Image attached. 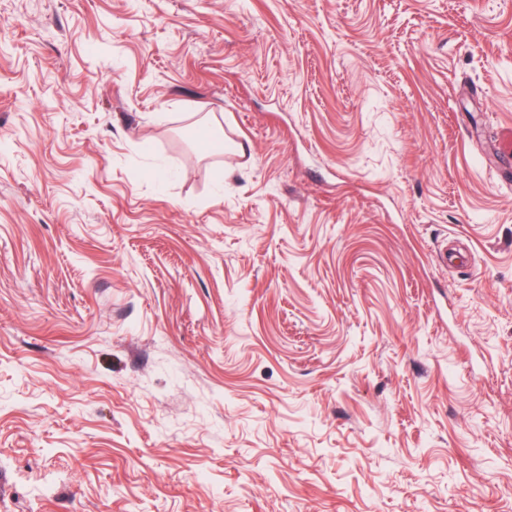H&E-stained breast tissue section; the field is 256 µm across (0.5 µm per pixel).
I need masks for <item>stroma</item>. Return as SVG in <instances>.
I'll return each mask as SVG.
<instances>
[{"label":"stroma","mask_w":512,"mask_h":512,"mask_svg":"<svg viewBox=\"0 0 512 512\" xmlns=\"http://www.w3.org/2000/svg\"><path fill=\"white\" fill-rule=\"evenodd\" d=\"M507 155L512 0H0V512H512Z\"/></svg>","instance_id":"obj_1"}]
</instances>
